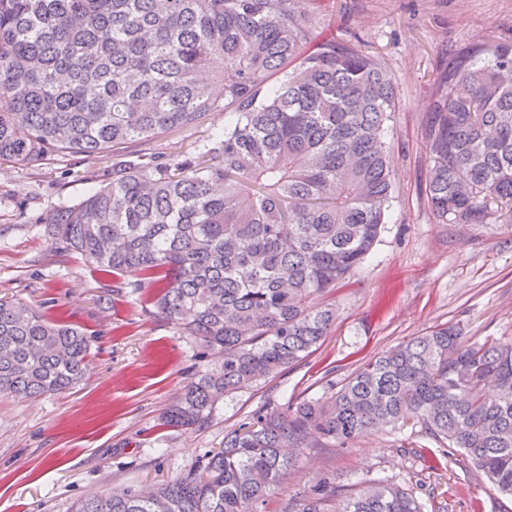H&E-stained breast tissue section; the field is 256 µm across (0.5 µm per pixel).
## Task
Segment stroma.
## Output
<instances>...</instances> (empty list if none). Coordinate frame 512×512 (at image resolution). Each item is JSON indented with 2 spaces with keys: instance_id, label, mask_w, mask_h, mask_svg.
<instances>
[{
  "instance_id": "stroma-1",
  "label": "stroma",
  "mask_w": 512,
  "mask_h": 512,
  "mask_svg": "<svg viewBox=\"0 0 512 512\" xmlns=\"http://www.w3.org/2000/svg\"><path fill=\"white\" fill-rule=\"evenodd\" d=\"M319 37L361 42L394 78L399 110L388 124L393 190L389 219L361 266L335 290L337 319L308 357L225 399L199 431L161 417L203 368L182 335L130 279L96 271L52 239L44 217L112 178L111 153L52 157L38 167L0 164V297L92 340L89 370L52 395H0V512H70L92 494L147 489L189 470L224 445L227 432L267 407L326 402L368 358L440 324L466 340L512 339V223L445 224L427 199L431 162L425 123L441 77L487 42L512 46V0H321ZM224 115L169 133L149 148L167 160L220 132ZM342 494L389 479L448 512H512L459 448L415 419L344 446L305 452L267 512L308 495L322 480Z\"/></svg>"
}]
</instances>
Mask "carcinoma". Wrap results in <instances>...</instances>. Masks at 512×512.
Segmentation results:
<instances>
[{
  "label": "carcinoma",
  "instance_id": "cac0c4a2",
  "mask_svg": "<svg viewBox=\"0 0 512 512\" xmlns=\"http://www.w3.org/2000/svg\"><path fill=\"white\" fill-rule=\"evenodd\" d=\"M320 11V0H0L1 161L118 154L207 112L228 117L168 161L116 159L112 181L45 217L65 249L152 289L209 359L166 426L204 429L225 398L304 359L335 319L313 296L349 277L387 223L394 80L360 46L318 37ZM438 93L425 128L432 209L449 224L512 213V48L464 55ZM90 351L81 329L0 300L1 395L67 389ZM409 411L512 496V340L466 344L443 325L362 364L329 403L263 409L183 475L73 512H266L307 449ZM337 494L326 481L285 512H329ZM336 512L423 510L380 479Z\"/></svg>",
  "mask_w": 512,
  "mask_h": 512
}]
</instances>
